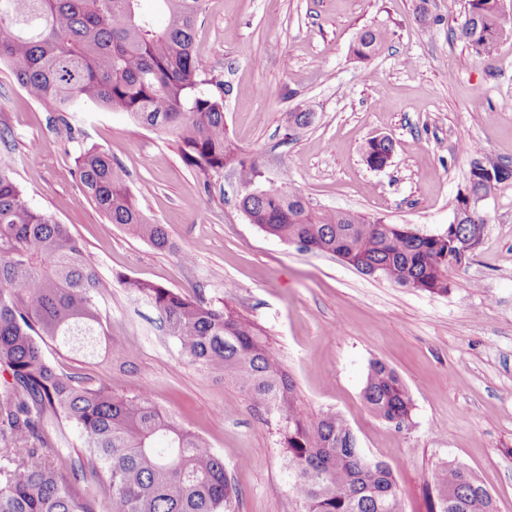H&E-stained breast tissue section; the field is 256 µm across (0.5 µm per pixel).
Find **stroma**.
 <instances>
[{"label": "stroma", "instance_id": "35a3bbf8", "mask_svg": "<svg viewBox=\"0 0 512 512\" xmlns=\"http://www.w3.org/2000/svg\"><path fill=\"white\" fill-rule=\"evenodd\" d=\"M204 0L196 53L224 80V123L260 184L286 183L326 209L382 217L422 234L446 232L478 143L486 161L512 166V36L485 60L450 34L467 0ZM379 27L381 49L354 58L359 32ZM311 112L289 131L288 114ZM389 137L390 163L363 161ZM109 153L146 218L172 247L154 249L81 190L76 160ZM0 160L30 204L69 226L112 283L102 305L106 340L122 360L53 358L124 394L145 393L204 437L239 490L233 512H301L290 493L276 421L233 383L187 364L158 313L117 275L151 281L257 324L295 383L309 417L333 411L360 448L396 474L405 512H428L427 476L453 461L480 473L497 512H512V179L479 206L483 237L448 268L447 294L361 274L337 257L267 235L239 206L233 168L202 172L171 137L108 110L66 122L0 66ZM190 261H183L182 252ZM393 367L412 401L398 426L362 399L368 366Z\"/></svg>", "mask_w": 512, "mask_h": 512}]
</instances>
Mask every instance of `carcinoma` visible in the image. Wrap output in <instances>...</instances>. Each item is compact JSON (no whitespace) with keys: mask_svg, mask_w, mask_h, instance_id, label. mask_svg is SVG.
Segmentation results:
<instances>
[{"mask_svg":"<svg viewBox=\"0 0 512 512\" xmlns=\"http://www.w3.org/2000/svg\"><path fill=\"white\" fill-rule=\"evenodd\" d=\"M165 24L139 0H0V63L48 111L80 106L125 113L178 143L203 172L237 169L249 221L284 242L339 254L350 266L407 288L448 293V265L460 263L448 233L421 235L405 224L314 206L282 185L260 186L253 163L235 152L224 126V81L206 78L194 51L202 0H158ZM451 33L479 57L512 35L501 0H468ZM385 32L359 33L353 55L370 59ZM84 195L111 224L154 248L171 243L146 220L112 163L97 148L76 162ZM512 167L473 160L466 192L489 196ZM486 224L464 213L456 231ZM149 302L183 359L220 376L274 416L286 449L290 490L304 512H404L391 466L365 454L347 420L309 418L279 357L234 308L211 306L159 284L123 277ZM104 280L69 227L33 208L0 161V512H232L239 496L224 458L146 394L123 395L64 371L53 344L95 357L101 351ZM362 397L388 423L411 418L412 399L397 372L370 363ZM69 431L85 458L61 462L58 435ZM430 512H497L481 477L448 462L428 474Z\"/></svg>","mask_w":512,"mask_h":512,"instance_id":"carcinoma-1","label":"carcinoma"}]
</instances>
